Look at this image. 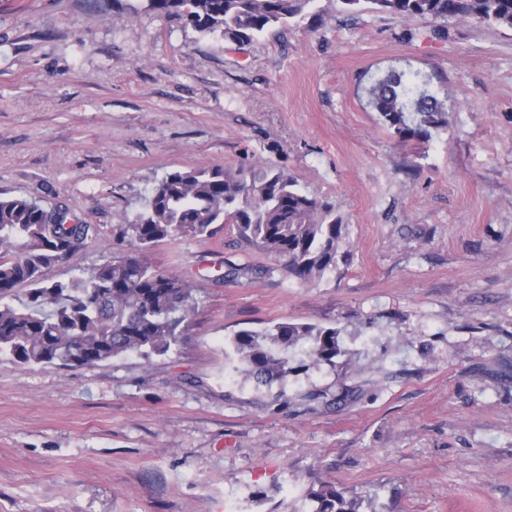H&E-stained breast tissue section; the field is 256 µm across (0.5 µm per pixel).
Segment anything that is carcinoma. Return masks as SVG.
Here are the masks:
<instances>
[{
	"instance_id": "carcinoma-1",
	"label": "carcinoma",
	"mask_w": 512,
	"mask_h": 512,
	"mask_svg": "<svg viewBox=\"0 0 512 512\" xmlns=\"http://www.w3.org/2000/svg\"><path fill=\"white\" fill-rule=\"evenodd\" d=\"M311 0H149L199 31L219 32L243 43L268 28L301 16ZM345 11L372 9L401 18L472 20L512 29V0H341ZM368 103L402 141L428 140L448 124L445 103L422 87L417 73L391 70L368 89ZM52 220L21 196L0 197V354L24 367H91L128 352L164 355L176 346L195 309L194 288L161 272L145 253L173 236L210 238L225 224L275 258L302 281L323 278L346 263L348 224L328 201L307 194L280 169L223 167L177 170L154 188L147 210L120 225L127 253L100 265L87 278L46 282L44 272L97 234L93 224ZM29 286L26 293L19 287ZM312 343L317 362L335 364L345 354L341 330L278 322L261 331L243 329L232 345L256 382L270 385L288 372V351ZM312 512H357L333 485L311 492Z\"/></svg>"
}]
</instances>
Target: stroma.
Instances as JSON below:
<instances>
[{"instance_id":"stroma-1","label":"stroma","mask_w":512,"mask_h":512,"mask_svg":"<svg viewBox=\"0 0 512 512\" xmlns=\"http://www.w3.org/2000/svg\"><path fill=\"white\" fill-rule=\"evenodd\" d=\"M392 69L445 130L382 124ZM216 166L335 204L351 262L304 283L232 224L154 245L198 301L166 355H0V512H311L324 484L357 512H512V29L311 0L233 44L148 0H0V194L98 229L47 279L122 256L163 177ZM284 321L341 328L345 356L303 342L258 384L230 339ZM418 73L391 70L368 89V103L401 141L429 140L448 124L445 103L423 88Z\"/></svg>"}]
</instances>
